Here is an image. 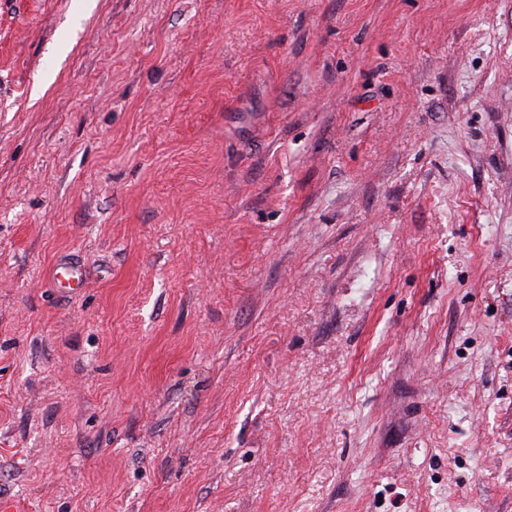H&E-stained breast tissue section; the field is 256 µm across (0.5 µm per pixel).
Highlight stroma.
Here are the masks:
<instances>
[{"label":"stroma","instance_id":"obj_1","mask_svg":"<svg viewBox=\"0 0 512 512\" xmlns=\"http://www.w3.org/2000/svg\"><path fill=\"white\" fill-rule=\"evenodd\" d=\"M0 496L512 512V0H0ZM54 284L66 292L75 293L84 287L87 269L83 263L69 258L60 259L53 269Z\"/></svg>","mask_w":512,"mask_h":512}]
</instances>
